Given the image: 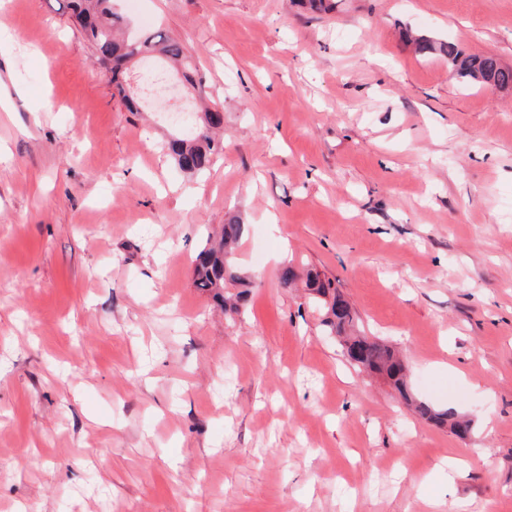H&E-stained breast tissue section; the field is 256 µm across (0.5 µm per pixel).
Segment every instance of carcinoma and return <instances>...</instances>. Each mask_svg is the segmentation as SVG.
I'll list each match as a JSON object with an SVG mask.
<instances>
[{
    "mask_svg": "<svg viewBox=\"0 0 512 512\" xmlns=\"http://www.w3.org/2000/svg\"><path fill=\"white\" fill-rule=\"evenodd\" d=\"M69 7L76 22L97 54L98 61H112L109 70L110 82L115 84L121 100L129 112L141 107L140 98L126 94L124 83L128 77V64L142 54H150L180 67L187 82H192L191 73L196 71L193 55L179 41L170 38L163 30L136 33L123 40L115 37L122 17L114 11L113 0H69ZM421 52H439L448 57V66L453 74L464 82L494 83L501 88L512 86V68L504 67L493 55H472L464 52L452 42L436 44L426 39L417 40ZM224 117L204 112L199 119V130L191 137L173 134L164 142L163 151L178 168L189 175L209 171L215 159L224 152V138L217 135L223 126ZM245 232V225L230 220L222 224L218 236L206 237L205 245L198 250L194 260L193 284L210 295L213 301L229 316L240 315L246 301L244 288L249 286L246 277L240 274L235 263L234 252ZM305 287L309 300L326 310L322 320L324 332L338 338L343 349L357 347V354L349 363L360 373L383 374L398 396L415 407L425 420L438 426L450 427L461 438L468 436L472 426L457 419L453 411L439 410L416 399L408 383V367L395 350L382 340H368L365 336H348L346 332L356 327L355 313L329 278L317 272L307 271Z\"/></svg>",
    "mask_w": 512,
    "mask_h": 512,
    "instance_id": "obj_1",
    "label": "carcinoma"
}]
</instances>
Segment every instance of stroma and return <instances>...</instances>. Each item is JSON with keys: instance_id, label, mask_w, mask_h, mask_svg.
Segmentation results:
<instances>
[{"instance_id": "obj_1", "label": "stroma", "mask_w": 512, "mask_h": 512, "mask_svg": "<svg viewBox=\"0 0 512 512\" xmlns=\"http://www.w3.org/2000/svg\"><path fill=\"white\" fill-rule=\"evenodd\" d=\"M119 0L197 60L210 173L126 111L67 0H0V512H512V0ZM247 227L237 317L195 288ZM335 278L418 399L356 372L284 264ZM421 52L438 51L448 57V66L453 74L464 82L488 84L501 88L512 86V68L504 67L493 55L467 54L452 42L436 44L426 39H415ZM488 84L490 90H499L498 86ZM211 111L203 112L199 118V130L191 137L173 134L164 142L163 151L169 155L178 168L189 175H198L209 171L215 159L224 152V138L217 135L223 126L224 115Z\"/></svg>"}]
</instances>
